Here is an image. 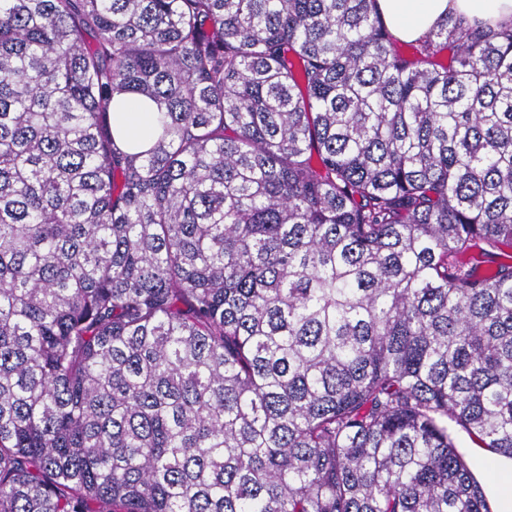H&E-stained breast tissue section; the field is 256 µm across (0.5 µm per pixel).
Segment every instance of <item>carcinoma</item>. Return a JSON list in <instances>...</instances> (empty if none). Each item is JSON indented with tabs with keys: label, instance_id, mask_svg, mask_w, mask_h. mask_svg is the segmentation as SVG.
Here are the masks:
<instances>
[{
	"label": "carcinoma",
	"instance_id": "obj_1",
	"mask_svg": "<svg viewBox=\"0 0 512 512\" xmlns=\"http://www.w3.org/2000/svg\"><path fill=\"white\" fill-rule=\"evenodd\" d=\"M373 2L0 0V512H490L512 28ZM155 114V108L139 96H128L116 109L113 107L112 127L118 146L126 150L132 141L150 139L156 126Z\"/></svg>",
	"mask_w": 512,
	"mask_h": 512
}]
</instances>
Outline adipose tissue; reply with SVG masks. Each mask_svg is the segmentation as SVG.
Returning a JSON list of instances; mask_svg holds the SVG:
<instances>
[{"mask_svg":"<svg viewBox=\"0 0 512 512\" xmlns=\"http://www.w3.org/2000/svg\"><path fill=\"white\" fill-rule=\"evenodd\" d=\"M377 8L393 40L416 42L449 17L470 23H512V0H376ZM156 126L155 109L138 96L124 98L112 111V127L120 148L151 138ZM467 455L481 483L492 512H512V459L474 446Z\"/></svg>","mask_w":512,"mask_h":512,"instance_id":"1","label":"adipose tissue"}]
</instances>
